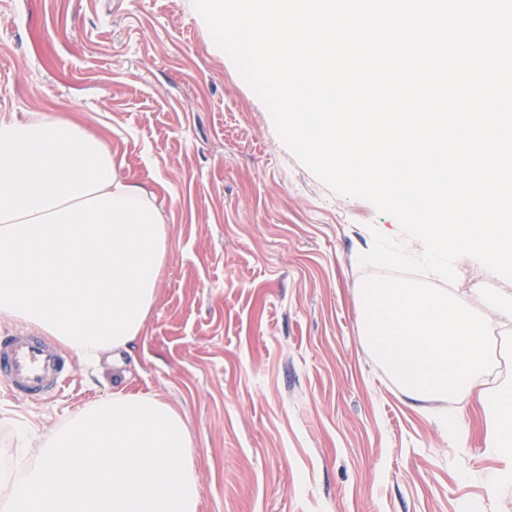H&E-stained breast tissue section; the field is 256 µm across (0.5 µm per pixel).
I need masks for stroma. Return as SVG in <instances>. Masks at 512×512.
<instances>
[{"instance_id": "stroma-1", "label": "stroma", "mask_w": 512, "mask_h": 512, "mask_svg": "<svg viewBox=\"0 0 512 512\" xmlns=\"http://www.w3.org/2000/svg\"><path fill=\"white\" fill-rule=\"evenodd\" d=\"M102 134L169 226L159 298L124 368L73 358L43 402L0 384V463L123 387L183 412L199 512H503L475 398L412 406L362 340L359 257L394 217L324 185L218 52L192 0H0V117ZM480 318L512 280L460 257Z\"/></svg>"}]
</instances>
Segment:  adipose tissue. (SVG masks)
<instances>
[{
    "mask_svg": "<svg viewBox=\"0 0 512 512\" xmlns=\"http://www.w3.org/2000/svg\"><path fill=\"white\" fill-rule=\"evenodd\" d=\"M169 228L78 121L0 118V319L80 358L132 353L158 297ZM364 340L414 403L477 395L483 441L512 487V384H489L487 321L411 280L359 292ZM197 455L181 412L118 389L84 405L22 471L0 467V512H198Z\"/></svg>",
    "mask_w": 512,
    "mask_h": 512,
    "instance_id": "ef3b65f1",
    "label": "adipose tissue"
}]
</instances>
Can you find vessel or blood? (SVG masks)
<instances>
[{
  "mask_svg": "<svg viewBox=\"0 0 512 512\" xmlns=\"http://www.w3.org/2000/svg\"><path fill=\"white\" fill-rule=\"evenodd\" d=\"M70 371V357L51 337L21 330L0 333V382L15 397H54L63 389Z\"/></svg>",
  "mask_w": 512,
  "mask_h": 512,
  "instance_id": "obj_1",
  "label": "vessel or blood"
}]
</instances>
